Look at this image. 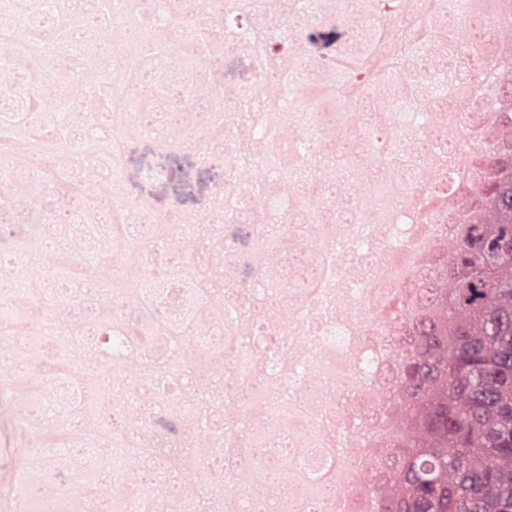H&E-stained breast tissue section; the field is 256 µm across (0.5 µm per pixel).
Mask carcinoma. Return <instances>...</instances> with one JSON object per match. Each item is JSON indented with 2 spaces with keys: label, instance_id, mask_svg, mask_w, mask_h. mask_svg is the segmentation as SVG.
Instances as JSON below:
<instances>
[{
  "label": "carcinoma",
  "instance_id": "obj_1",
  "mask_svg": "<svg viewBox=\"0 0 512 512\" xmlns=\"http://www.w3.org/2000/svg\"><path fill=\"white\" fill-rule=\"evenodd\" d=\"M7 4L0 162L25 164L0 171V395L33 446L19 512H239L290 489L320 512L338 467L376 512H512V93L489 92L512 83V0H130L134 38L95 47L115 0ZM137 139L204 171L222 157L224 181L158 215L117 176L112 142ZM378 224L381 280L347 277ZM338 285L374 325L358 382L392 362L375 414L334 367L322 414L299 397Z\"/></svg>",
  "mask_w": 512,
  "mask_h": 512
}]
</instances>
